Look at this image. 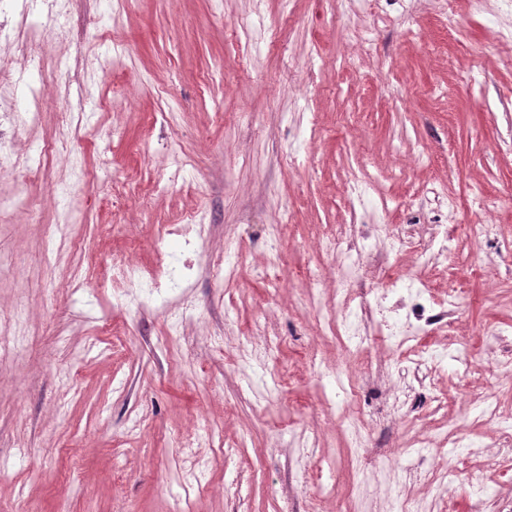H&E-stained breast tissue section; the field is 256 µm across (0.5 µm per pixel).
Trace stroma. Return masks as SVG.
I'll return each mask as SVG.
<instances>
[{
  "instance_id": "1",
  "label": "stroma",
  "mask_w": 512,
  "mask_h": 512,
  "mask_svg": "<svg viewBox=\"0 0 512 512\" xmlns=\"http://www.w3.org/2000/svg\"><path fill=\"white\" fill-rule=\"evenodd\" d=\"M509 27L501 0L481 12L454 0L449 14L435 0H69L66 36L46 29L37 56L0 42V70L45 79L39 120L8 131L14 149L67 146L42 173H0V195L40 209L39 222L0 225L14 257L0 314L30 310L25 344L0 364V512H393L373 465L384 456L419 512H475L478 480L484 512H512V458L487 453L497 420L480 373L448 364L442 409L420 390L391 411L400 357L323 330L305 278L321 271L333 297L317 240L356 220L390 232L357 239L352 259L373 271L353 293L409 275L410 257L391 261L395 235L428 238L451 219L443 197L481 191L498 202L500 242L466 237L460 208L452 267L426 281L438 297L463 285L460 341L481 369L512 375V343L485 353L488 331L512 325V47L494 36ZM63 108L82 123L60 124ZM69 212L77 221L48 237ZM194 212L208 231L189 288L165 306L130 301L135 283L116 299L113 262L165 274L153 231ZM272 224L284 234L271 279ZM230 263L216 287L214 265ZM268 339L279 391L263 384ZM314 361L342 373L314 378ZM446 425L466 426L478 455L415 447L420 427ZM431 468L454 472L444 498L418 477Z\"/></svg>"
}]
</instances>
